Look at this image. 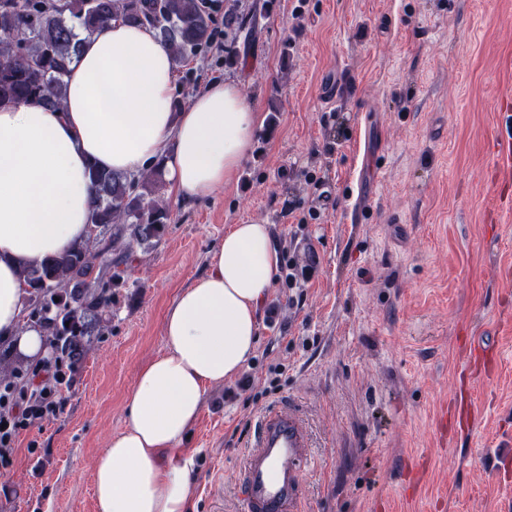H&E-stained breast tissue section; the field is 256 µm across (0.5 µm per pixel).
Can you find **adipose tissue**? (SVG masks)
<instances>
[{"mask_svg": "<svg viewBox=\"0 0 512 512\" xmlns=\"http://www.w3.org/2000/svg\"><path fill=\"white\" fill-rule=\"evenodd\" d=\"M176 64L155 31L110 22L85 39L62 108L0 104V339L35 356L44 341L22 314L24 268L88 236L89 166L141 172L163 161L174 197L223 189L263 120L230 82L173 109ZM279 261L266 224H236L207 271L164 319L165 350L130 391L126 425L94 467L97 512H188L192 459L181 444L208 386L252 357Z\"/></svg>", "mask_w": 512, "mask_h": 512, "instance_id": "ef3b65f1", "label": "adipose tissue"}]
</instances>
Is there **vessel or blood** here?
Instances as JSON below:
<instances>
[{"mask_svg": "<svg viewBox=\"0 0 512 512\" xmlns=\"http://www.w3.org/2000/svg\"><path fill=\"white\" fill-rule=\"evenodd\" d=\"M501 132L492 145V163L512 173V105L500 112ZM310 438L292 409L276 406L259 419L241 467L244 512H297L310 465Z\"/></svg>", "mask_w": 512, "mask_h": 512, "instance_id": "obj_1", "label": "vessel or blood"}]
</instances>
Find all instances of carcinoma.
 Wrapping results in <instances>:
<instances>
[{
	"label": "carcinoma",
	"mask_w": 512,
	"mask_h": 512,
	"mask_svg": "<svg viewBox=\"0 0 512 512\" xmlns=\"http://www.w3.org/2000/svg\"><path fill=\"white\" fill-rule=\"evenodd\" d=\"M220 14L224 67L233 68L238 40L257 34L256 13L241 10L239 0H0V102L60 107L82 37L110 21L152 28L180 63L210 44ZM88 177L94 233L22 273L24 310L37 319L50 311L53 335L67 337V349L79 357L107 326L112 289L125 284L135 249L161 241L170 218L155 195L159 166L131 175L92 165Z\"/></svg>",
	"instance_id": "carcinoma-1"
}]
</instances>
